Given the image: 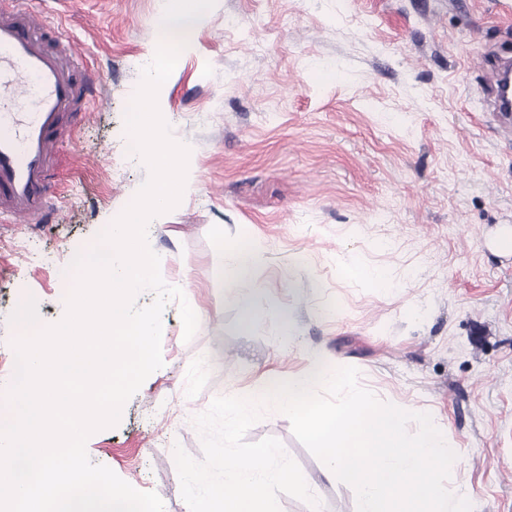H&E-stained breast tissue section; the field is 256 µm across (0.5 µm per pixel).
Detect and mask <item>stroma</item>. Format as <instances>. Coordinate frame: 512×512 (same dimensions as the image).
<instances>
[{"mask_svg":"<svg viewBox=\"0 0 512 512\" xmlns=\"http://www.w3.org/2000/svg\"><path fill=\"white\" fill-rule=\"evenodd\" d=\"M41 22L85 52L99 84L63 146L44 224L0 228V382L26 289L44 322L66 313L60 272L95 246L149 170L126 116L163 0H37ZM512 57V0H215L165 83L164 119L197 181L153 218L164 281L203 317L183 338L162 313L164 365L87 440L90 460L164 512H189L173 457L202 459L192 419L313 360L359 370L380 400L429 413L460 457L448 490L472 512H512V120L488 106L490 60ZM249 282L215 276L236 240ZM384 270L387 292L365 277ZM249 296L244 325L238 293ZM278 439L321 512L354 489L268 409L247 441Z\"/></svg>","mask_w":512,"mask_h":512,"instance_id":"1","label":"stroma"}]
</instances>
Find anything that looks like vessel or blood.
<instances>
[{
    "label": "vessel or blood",
    "mask_w": 512,
    "mask_h": 512,
    "mask_svg": "<svg viewBox=\"0 0 512 512\" xmlns=\"http://www.w3.org/2000/svg\"><path fill=\"white\" fill-rule=\"evenodd\" d=\"M85 55L49 48L33 0H0V218L34 224L46 213L71 118L95 85L77 79Z\"/></svg>",
    "instance_id": "1"
}]
</instances>
